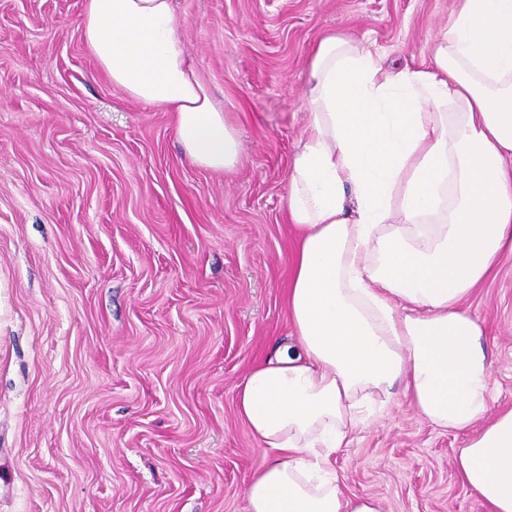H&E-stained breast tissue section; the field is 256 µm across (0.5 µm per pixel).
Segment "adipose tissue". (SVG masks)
<instances>
[{"instance_id": "ef3b65f1", "label": "adipose tissue", "mask_w": 512, "mask_h": 512, "mask_svg": "<svg viewBox=\"0 0 512 512\" xmlns=\"http://www.w3.org/2000/svg\"><path fill=\"white\" fill-rule=\"evenodd\" d=\"M173 0H86L79 37L113 85L175 114L190 160L235 166L240 142L191 66ZM293 154L295 232L280 341L237 386V409L275 457L248 512H381L345 493L330 457L401 390L424 419L475 429L457 465L489 512H512V409L464 305L512 255V0H455L421 69L323 34L303 74Z\"/></svg>"}]
</instances>
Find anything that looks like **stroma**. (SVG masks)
Wrapping results in <instances>:
<instances>
[{
    "instance_id": "obj_1",
    "label": "stroma",
    "mask_w": 512,
    "mask_h": 512,
    "mask_svg": "<svg viewBox=\"0 0 512 512\" xmlns=\"http://www.w3.org/2000/svg\"><path fill=\"white\" fill-rule=\"evenodd\" d=\"M85 0H0V512H246L270 459L236 387L290 331L285 206L306 59L336 30L428 65L453 0H175L186 50L239 135L195 165L174 117L114 88L81 41ZM512 408V255L475 288ZM470 432L403 395L331 458L383 512H488Z\"/></svg>"
}]
</instances>
